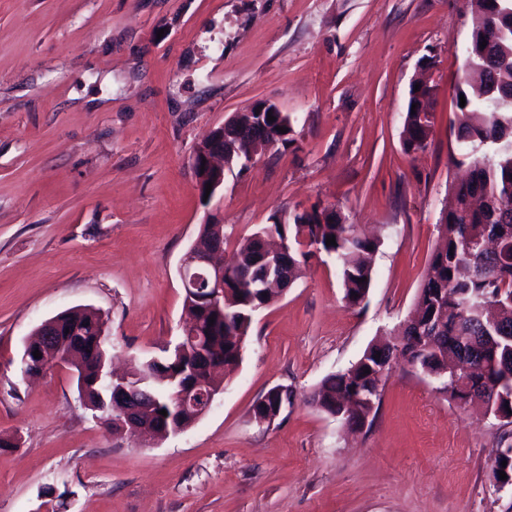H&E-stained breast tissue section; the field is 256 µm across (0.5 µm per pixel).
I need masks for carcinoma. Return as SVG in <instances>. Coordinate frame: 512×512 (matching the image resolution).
Returning a JSON list of instances; mask_svg holds the SVG:
<instances>
[{"mask_svg":"<svg viewBox=\"0 0 512 512\" xmlns=\"http://www.w3.org/2000/svg\"><path fill=\"white\" fill-rule=\"evenodd\" d=\"M512 0H472L473 26L470 33L472 66L481 94L465 95L466 105L458 108L456 142L458 148L474 156L468 178L448 193V223L438 224V243L425 269L424 279L407 317L394 330L405 343L369 346L362 357L347 369L329 376L307 397V403L343 422L365 418L373 423L379 409L383 383L398 357L409 360L423 373L444 374L462 381V388H446L449 397L469 405L474 398L493 418H502L504 445L490 463L494 484L512 486V15L506 10ZM486 43L480 47V43ZM432 113H406L404 150L415 152L428 146ZM495 146L493 159L476 155L482 144ZM485 199L479 209L471 208L469 198ZM267 224L239 242L234 249L236 263L224 276V316L203 317L191 306L197 318V335L190 349L200 348L207 358L193 356L192 374L165 387L154 386L164 372L181 373L176 351L160 359L137 361L132 373L147 380L154 398V411L177 405L178 386L207 378L221 384L220 373L207 371L210 364L228 366L242 358L245 339L253 322V309L269 305L281 295V288L265 283L261 269V235L275 228L285 240L282 260L288 280L295 281L308 259L319 251L336 261V272L350 306L366 301L372 269L368 257L380 242L344 222L330 207H317L289 216L279 223L272 216ZM335 236L336 244H326ZM363 282H358V279ZM357 296H351V293ZM77 316L90 325L102 320L91 308L63 312L62 320ZM380 357H375V354ZM109 351L85 363L78 387L94 408L100 401L103 383L97 381L100 366H108ZM370 373H364V370ZM507 465H501L502 461ZM507 474L500 479L499 471Z\"/></svg>","mask_w":512,"mask_h":512,"instance_id":"carcinoma-1","label":"carcinoma"}]
</instances>
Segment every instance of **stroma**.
I'll list each match as a JSON object with an SVG mask.
<instances>
[{
  "instance_id": "obj_1",
  "label": "stroma",
  "mask_w": 512,
  "mask_h": 512,
  "mask_svg": "<svg viewBox=\"0 0 512 512\" xmlns=\"http://www.w3.org/2000/svg\"><path fill=\"white\" fill-rule=\"evenodd\" d=\"M470 0H0V512H505L496 420L405 363L371 428L306 398L408 315L465 169L453 129ZM432 134L406 153L416 77ZM270 98L295 142L203 201L195 145ZM332 206L380 238L364 305L312 256L261 311L208 412L152 446L111 432L69 370L27 380L23 345L76 307L116 369L181 333V258L201 224L237 244L273 213ZM294 394L271 426L250 410Z\"/></svg>"
}]
</instances>
